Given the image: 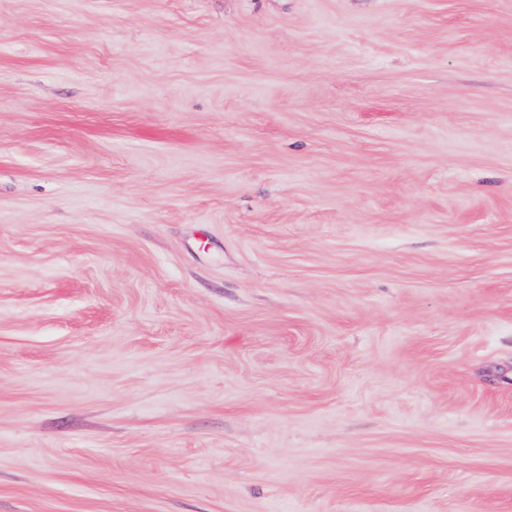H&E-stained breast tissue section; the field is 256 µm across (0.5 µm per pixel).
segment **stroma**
<instances>
[{
  "label": "stroma",
  "instance_id": "stroma-1",
  "mask_svg": "<svg viewBox=\"0 0 512 512\" xmlns=\"http://www.w3.org/2000/svg\"><path fill=\"white\" fill-rule=\"evenodd\" d=\"M0 512H512V0H0Z\"/></svg>",
  "mask_w": 512,
  "mask_h": 512
}]
</instances>
